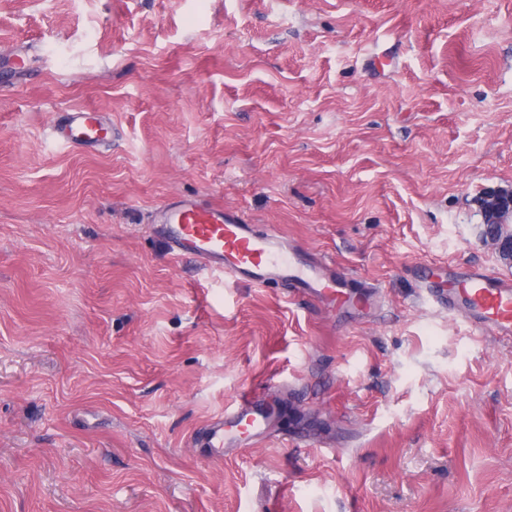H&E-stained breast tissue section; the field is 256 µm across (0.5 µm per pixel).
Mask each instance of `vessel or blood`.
<instances>
[{
	"mask_svg": "<svg viewBox=\"0 0 512 512\" xmlns=\"http://www.w3.org/2000/svg\"><path fill=\"white\" fill-rule=\"evenodd\" d=\"M111 132L102 113L94 109L69 113L66 121L53 128L56 141L69 147L99 144ZM156 221L172 253L199 259L206 269L223 274L225 282L285 285L316 299L336 294L344 285L324 264L302 260L280 234L257 232L242 215L223 206L180 199L161 208ZM448 276L455 284L463 318L512 338V278L476 267H452ZM271 425L272 416L264 408L262 396L247 391L222 417L209 422L196 445L209 449L211 458L221 459L263 440Z\"/></svg>",
	"mask_w": 512,
	"mask_h": 512,
	"instance_id": "1",
	"label": "vessel or blood"
}]
</instances>
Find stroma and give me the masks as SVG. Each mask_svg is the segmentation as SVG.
Returning a JSON list of instances; mask_svg holds the SVG:
<instances>
[{"label": "stroma", "instance_id": "stroma-1", "mask_svg": "<svg viewBox=\"0 0 512 512\" xmlns=\"http://www.w3.org/2000/svg\"><path fill=\"white\" fill-rule=\"evenodd\" d=\"M510 185L512 0H0V512H512V342L420 287L512 277ZM180 198L376 306L173 255ZM248 388L272 435L206 458ZM111 132L112 127L103 114L94 109L70 112L66 121L53 128L56 141L69 147L99 144L107 140ZM475 203L483 216V242L491 247L498 260L512 265V233L504 234L498 230L512 218V189L485 188L478 194Z\"/></svg>", "mask_w": 512, "mask_h": 512}]
</instances>
